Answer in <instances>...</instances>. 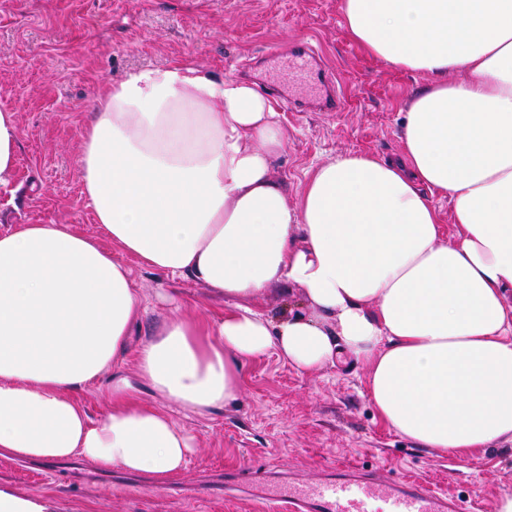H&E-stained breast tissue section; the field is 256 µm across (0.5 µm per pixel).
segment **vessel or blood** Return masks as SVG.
Returning <instances> with one entry per match:
<instances>
[{"label":"vessel or blood","mask_w":512,"mask_h":512,"mask_svg":"<svg viewBox=\"0 0 512 512\" xmlns=\"http://www.w3.org/2000/svg\"><path fill=\"white\" fill-rule=\"evenodd\" d=\"M284 483L293 512H374L373 505L378 501L384 502V512H470L471 509L469 502L433 494L420 481L406 478L385 481L360 470H340L316 484L304 483L291 474L285 477ZM224 485L245 488L262 499L271 496L266 481L252 474L227 475Z\"/></svg>","instance_id":"vessel-or-blood-1"}]
</instances>
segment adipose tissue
<instances>
[{"label": "adipose tissue", "mask_w": 512, "mask_h": 512, "mask_svg": "<svg viewBox=\"0 0 512 512\" xmlns=\"http://www.w3.org/2000/svg\"><path fill=\"white\" fill-rule=\"evenodd\" d=\"M340 11L353 42L428 82L403 116L399 161L336 157L297 202L272 176L287 135L254 85L176 62L98 95L78 166L102 238L68 224L0 233V457L176 475L196 440L142 390L220 411L241 392L243 361L271 349L303 372L341 353L364 363L380 420L419 447L512 444V0H340ZM18 147L15 115L0 111V192ZM125 254L204 284L223 314L176 309L133 343L144 307ZM286 285L310 315L248 306ZM101 381L111 408L96 421L76 395ZM0 512L62 507L0 481Z\"/></svg>", "instance_id": "1"}]
</instances>
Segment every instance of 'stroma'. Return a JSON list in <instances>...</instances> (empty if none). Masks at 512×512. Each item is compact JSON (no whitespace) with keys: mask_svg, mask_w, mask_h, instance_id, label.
<instances>
[{"mask_svg":"<svg viewBox=\"0 0 512 512\" xmlns=\"http://www.w3.org/2000/svg\"><path fill=\"white\" fill-rule=\"evenodd\" d=\"M308 43L321 71L334 75L342 111H296L272 96L288 135L274 174L290 200L311 170L347 153L384 160L402 155L403 112L425 76L390 68L352 42L339 0H0V110L14 112L19 150L13 200L0 196V232L18 224H69L97 232L82 193L77 159L83 128L98 91L128 73L188 59L218 79L256 84L262 93L285 82L275 52ZM132 274L148 311L134 329L149 337L169 316L160 294L187 313L223 311L202 284L140 267ZM242 390L224 410L183 424L198 446L173 481L106 470L74 481L57 464L0 458V481L24 492L52 489L64 505L91 503L93 512H277L236 490L188 500L177 487L225 472L301 471L321 481L332 467L407 476L496 512L512 494V449L466 457L422 448L383 426L366 390L362 364L337 360L304 374L275 352L244 361Z\"/></svg>","mask_w":512,"mask_h":512,"instance_id":"obj_1","label":"stroma"}]
</instances>
